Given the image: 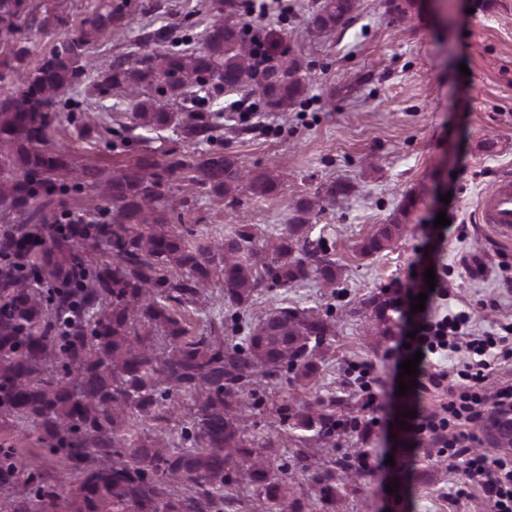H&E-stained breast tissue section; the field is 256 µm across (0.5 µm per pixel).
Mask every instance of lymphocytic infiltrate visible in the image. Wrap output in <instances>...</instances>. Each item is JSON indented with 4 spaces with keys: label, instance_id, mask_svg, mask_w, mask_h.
<instances>
[{
    "label": "lymphocytic infiltrate",
    "instance_id": "f902f5d3",
    "mask_svg": "<svg viewBox=\"0 0 512 512\" xmlns=\"http://www.w3.org/2000/svg\"><path fill=\"white\" fill-rule=\"evenodd\" d=\"M245 27L255 52L268 54L266 22L286 13L283 0H244ZM426 293L428 309L411 312L419 293ZM448 279L438 276L428 288L423 274L410 277L398 291V306L407 308V326L386 358L393 365L420 357L417 385L400 398L401 411H413L403 429L413 446L426 448L448 464L456 480L457 498L480 495L488 512H512V454L485 445L488 420L512 414V377H497L494 365L512 359V322L498 323L495 330L475 332L474 308H448ZM466 351L465 360L452 366L443 361L452 353ZM350 379L361 400V415L337 421L336 426L358 433L389 428L380 418L381 382L373 367L352 365Z\"/></svg>",
    "mask_w": 512,
    "mask_h": 512
}]
</instances>
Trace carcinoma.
<instances>
[{
  "label": "carcinoma",
  "instance_id": "1",
  "mask_svg": "<svg viewBox=\"0 0 512 512\" xmlns=\"http://www.w3.org/2000/svg\"><path fill=\"white\" fill-rule=\"evenodd\" d=\"M224 5L210 0L211 18L196 42L189 36L196 26L191 14L181 20L180 38L170 24L150 23L135 39V59L120 56L97 67L93 45L138 9L134 0H105L79 35L59 41L31 68L24 29L55 28L61 19L33 0H0V36L12 41L11 57L0 61V210L28 221L0 229V427L38 431L64 464L59 479L0 446L3 512H56L62 498L69 512H227L234 499L224 487L233 480L274 512H303L294 486L272 465L276 437L254 440L239 411L249 386L288 376L311 383L332 325L280 305L250 319L243 343L232 345L215 327L192 332L173 305L197 304L213 282L224 303L238 308L266 286L335 285L339 271L311 239L312 221L324 204L346 194L345 185L334 182L296 201L288 223L266 241L272 258L263 264L252 225L241 224L214 244L182 223L191 200H169L173 183L186 175L232 205L241 193L260 198L276 190L273 175L245 171L221 147L188 161L166 151V161L145 154L109 178L85 167L79 184L99 191L100 218L63 212L49 224L41 214L68 192L53 179L68 169V153L49 145L55 124L74 119L63 111L62 96L90 76L83 103L108 134L112 112L100 100L114 88L153 91L132 105L130 131L148 134L175 123L161 97L188 94L205 103L224 92L256 93L276 112L305 93L303 58L287 48L256 61L245 30L224 20ZM356 7L357 0H321L311 25L331 35ZM219 128L205 115L181 126L184 138L209 144L218 141ZM408 215L404 207L379 225L361 254L392 248ZM90 248L103 249L104 259H89ZM369 306L377 335H390L388 312L396 299L380 293ZM179 406L190 417L180 435L189 447L170 450L161 437ZM282 418L318 440L336 431V416L323 410L290 414L285 406ZM338 468L351 466L335 460L311 475L319 500L331 508L346 486Z\"/></svg>",
  "mask_w": 512,
  "mask_h": 512
}]
</instances>
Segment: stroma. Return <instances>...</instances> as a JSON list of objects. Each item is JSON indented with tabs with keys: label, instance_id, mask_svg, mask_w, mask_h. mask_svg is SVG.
<instances>
[{
	"label": "stroma",
	"instance_id": "obj_1",
	"mask_svg": "<svg viewBox=\"0 0 512 512\" xmlns=\"http://www.w3.org/2000/svg\"><path fill=\"white\" fill-rule=\"evenodd\" d=\"M50 2L63 23L53 31H30L32 65L58 41L77 35L83 19L102 4ZM142 2L145 12L127 17V31H139L150 17L175 22L189 13L204 15L206 0ZM319 3L288 0L287 14L268 30L269 39L302 54L303 97L285 111L261 109L251 120L225 123L220 131L225 151L237 154L246 170L275 171L276 191L264 198L242 195L232 204L188 180L174 185L176 196L195 201L186 223L212 240L229 235L239 223L251 224L263 261L271 257L265 243L287 223L291 203L333 181L348 188L319 214L311 234L340 269L337 286L326 290L308 280L263 288L255 296V309L283 301L336 324L313 383L282 380L260 389L249 420L258 438L279 429L275 462L301 486L303 512H328L310 479L323 455L314 440L299 439L297 430L282 423L280 409L320 402L337 418L357 415L360 399L347 375L353 361L370 363L383 383H390L384 354L395 339L367 334L370 296L395 289L411 269L430 266L447 270L456 305L486 301L477 315L478 330L512 320V288L498 287L489 274L498 264L512 266V239L477 220L480 195L497 175L512 171V0H413L403 15L389 0H357L351 18L329 38L315 34L309 24ZM144 95L141 89H120L104 98L116 118L104 139L86 138L74 120L56 127L53 143L68 147L72 168L96 167L107 177L147 150L184 156L200 151V144L184 141L174 128L156 139L128 143L130 104ZM408 197L415 206L407 233L391 249L362 255L363 241ZM442 212L464 225V236L436 227ZM177 315L197 333L221 318L228 344L241 342L246 333L245 312L232 306L188 305ZM334 442L335 457L345 459L365 449L382 453L409 445L380 429L367 438L339 431ZM414 456L408 469L362 473L347 485L335 512H486L481 498L456 502L449 497L453 478L426 450Z\"/></svg>",
	"mask_w": 512,
	"mask_h": 512
}]
</instances>
